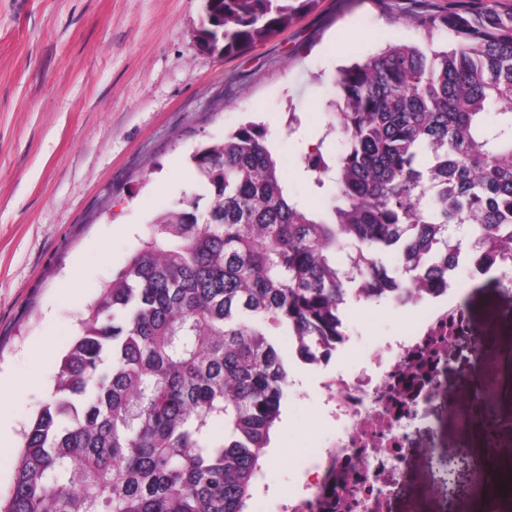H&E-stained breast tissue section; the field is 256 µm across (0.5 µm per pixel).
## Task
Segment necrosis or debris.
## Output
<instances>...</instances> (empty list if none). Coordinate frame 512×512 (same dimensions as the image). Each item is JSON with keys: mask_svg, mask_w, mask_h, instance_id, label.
Masks as SVG:
<instances>
[{"mask_svg": "<svg viewBox=\"0 0 512 512\" xmlns=\"http://www.w3.org/2000/svg\"><path fill=\"white\" fill-rule=\"evenodd\" d=\"M463 288L441 298L408 303L406 330L383 346L355 348L350 337L336 341L337 360L352 357L351 368L328 370L310 362L324 396L323 429L304 458L303 474L279 512H392L389 487L400 482L414 431L423 420L427 394L448 366V351L465 334L470 315ZM492 347L481 349L482 396L457 408L459 429L471 431L487 410L512 398Z\"/></svg>", "mask_w": 512, "mask_h": 512, "instance_id": "4bbe7bcc", "label": "necrosis or debris"}]
</instances>
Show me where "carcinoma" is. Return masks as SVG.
Instances as JSON below:
<instances>
[{
	"label": "carcinoma",
	"mask_w": 512,
	"mask_h": 512,
	"mask_svg": "<svg viewBox=\"0 0 512 512\" xmlns=\"http://www.w3.org/2000/svg\"><path fill=\"white\" fill-rule=\"evenodd\" d=\"M315 0H206L226 56ZM337 70L290 195L248 123L191 156L199 190L158 214L102 289L24 432L0 512H248L288 397L285 340L328 359L343 313L448 288L467 255L512 258V8L448 0Z\"/></svg>",
	"instance_id": "obj_1"
}]
</instances>
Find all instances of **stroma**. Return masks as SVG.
Returning <instances> with one entry per match:
<instances>
[{
	"label": "stroma",
	"instance_id": "1",
	"mask_svg": "<svg viewBox=\"0 0 512 512\" xmlns=\"http://www.w3.org/2000/svg\"><path fill=\"white\" fill-rule=\"evenodd\" d=\"M413 0H316L288 29L224 56L201 47L204 0H0V380L22 386L0 402L12 445L47 401L89 306L137 248L160 212L196 188L190 157L223 140L243 120L265 124L285 159L290 190L312 208L321 201L301 156L327 123L338 65L392 40L422 42L405 22ZM300 126L288 133V110ZM505 270L457 273L472 294L473 333L494 339L512 364V311ZM406 311L356 306L348 331L357 343L397 332ZM481 376L457 348L448 378L429 407L435 432H420L395 512H474L472 489L448 497L437 487L427 448L482 442L460 431L456 409L471 402ZM319 397L307 388L282 409L262 473L266 492L249 512H277L302 474Z\"/></svg>",
	"mask_w": 512,
	"mask_h": 512
}]
</instances>
